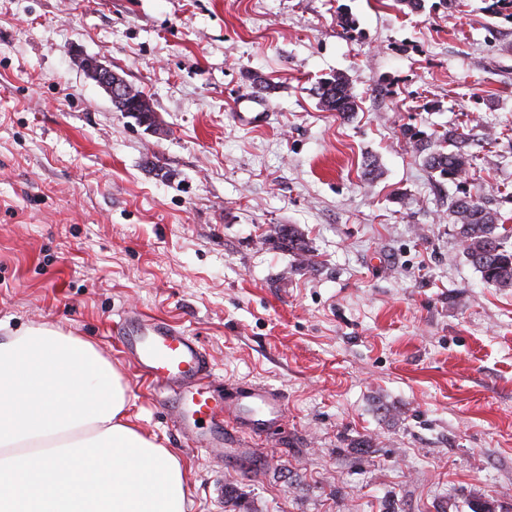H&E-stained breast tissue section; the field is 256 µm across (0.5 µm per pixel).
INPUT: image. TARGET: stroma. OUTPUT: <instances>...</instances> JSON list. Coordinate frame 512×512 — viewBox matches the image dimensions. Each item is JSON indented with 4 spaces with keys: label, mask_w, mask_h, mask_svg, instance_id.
<instances>
[{
    "label": "stroma",
    "mask_w": 512,
    "mask_h": 512,
    "mask_svg": "<svg viewBox=\"0 0 512 512\" xmlns=\"http://www.w3.org/2000/svg\"><path fill=\"white\" fill-rule=\"evenodd\" d=\"M484 6L0 0V337L92 340L188 465L189 512H512V288L467 260L455 186L401 131L494 133L471 184L512 191V22ZM86 57L156 128L115 111ZM339 72L349 119L316 94ZM288 225L313 266L272 239ZM129 311L196 337L218 392L277 390L280 426L201 451L114 338ZM86 72L105 91L111 101L112 98L116 101H124L133 95L127 83L121 81L120 76L101 59L91 60L90 66L86 67Z\"/></svg>",
    "instance_id": "stroma-1"
}]
</instances>
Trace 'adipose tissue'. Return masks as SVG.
<instances>
[{
  "label": "adipose tissue",
  "mask_w": 512,
  "mask_h": 512,
  "mask_svg": "<svg viewBox=\"0 0 512 512\" xmlns=\"http://www.w3.org/2000/svg\"><path fill=\"white\" fill-rule=\"evenodd\" d=\"M128 406L92 342L52 326L0 342V512H187L183 464Z\"/></svg>",
  "instance_id": "obj_1"
}]
</instances>
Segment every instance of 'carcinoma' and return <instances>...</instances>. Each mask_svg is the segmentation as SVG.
Wrapping results in <instances>:
<instances>
[{
  "label": "carcinoma",
  "mask_w": 512,
  "mask_h": 512,
  "mask_svg": "<svg viewBox=\"0 0 512 512\" xmlns=\"http://www.w3.org/2000/svg\"><path fill=\"white\" fill-rule=\"evenodd\" d=\"M317 95L325 110L343 119L348 120L357 112L356 97L348 77L342 73L321 82ZM402 134L423 156L430 172L456 186L458 195L451 198L449 212L453 223L459 226L463 250L481 279L500 288H511L512 247L508 240L512 226L498 209L465 187L467 173L477 160L470 151L468 136L453 128L428 134L409 124L403 125ZM288 247L301 257L302 263L312 264L306 243L291 227Z\"/></svg>",
  "instance_id": "carcinoma-1"
}]
</instances>
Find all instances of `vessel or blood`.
I'll list each match as a JSON object with an SVG mask.
<instances>
[{
	"instance_id": "obj_1",
	"label": "vessel or blood",
	"mask_w": 512,
	"mask_h": 512,
	"mask_svg": "<svg viewBox=\"0 0 512 512\" xmlns=\"http://www.w3.org/2000/svg\"><path fill=\"white\" fill-rule=\"evenodd\" d=\"M113 334L144 377L159 390L174 393L178 423L199 447L236 443L241 432L263 434L283 414L280 395L265 387L243 388L234 399L216 401L208 393L211 371L204 347L170 323L129 314L114 325Z\"/></svg>"
}]
</instances>
